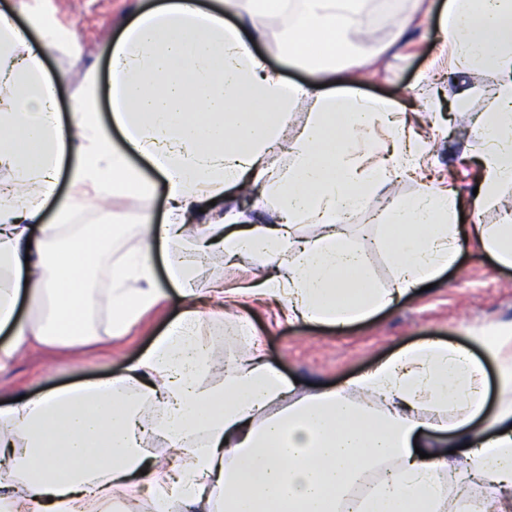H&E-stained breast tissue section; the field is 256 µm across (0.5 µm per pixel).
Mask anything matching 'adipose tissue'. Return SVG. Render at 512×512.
<instances>
[{"label": "adipose tissue", "instance_id": "adipose-tissue-1", "mask_svg": "<svg viewBox=\"0 0 512 512\" xmlns=\"http://www.w3.org/2000/svg\"><path fill=\"white\" fill-rule=\"evenodd\" d=\"M164 0L140 11L110 44L111 126L98 119L89 77L62 120L44 58L56 26L19 25L0 12V362L30 343L71 349L125 335L176 290L182 309L152 345L110 378L72 384L0 406V512H336L366 470L383 473L349 512H512V328L482 337L495 381L467 347L428 340L395 352L345 384L300 388L255 344L235 300L282 305L290 319L343 331L394 305L459 258L456 191L427 176L431 140L422 116L405 121L394 103L369 97L368 72L341 64L360 28L361 0ZM278 18L285 52L317 85L290 84L251 51L262 21ZM444 46L457 69L494 78L495 104L466 132L479 155L471 234L512 268V216L478 221L512 185V0H444ZM310 115L289 138L298 104ZM123 144H116L113 130ZM290 162L280 167L276 153ZM146 158L151 180L131 163ZM71 191L56 223L43 209L61 174ZM415 180L381 215L376 250L393 267L377 285L365 248L342 231L370 194ZM164 187L163 223L135 216L138 245L113 258L126 218L71 222L91 201L152 195ZM259 193L277 215L257 224L225 210L228 195ZM316 224L318 236H299ZM216 239L226 262L259 266L237 286L197 287L186 240ZM166 251V281L155 274ZM108 287L94 285L97 275ZM248 352L209 383L208 314ZM104 313L105 328L91 317ZM496 404L486 410L488 391ZM165 441L166 457L144 444Z\"/></svg>", "mask_w": 512, "mask_h": 512}]
</instances>
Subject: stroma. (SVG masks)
I'll return each mask as SVG.
<instances>
[{"label":"stroma","instance_id":"obj_1","mask_svg":"<svg viewBox=\"0 0 512 512\" xmlns=\"http://www.w3.org/2000/svg\"><path fill=\"white\" fill-rule=\"evenodd\" d=\"M155 0H0V11L24 23V9L52 14L63 39L62 49L45 58L47 72L57 81L58 108L69 114L73 98L87 73L107 82L108 42L117 38L133 14L154 6ZM267 37L253 44L255 53L293 82L311 83L315 77L281 54V27L275 18L264 21ZM437 24L414 29L400 58L390 69L364 85L365 93L419 111L434 124L430 174L448 180L462 199H469L476 183L478 162L463 131L479 121L493 105L494 81L478 71L448 70L440 52ZM467 90L464 111L452 112L448 101ZM193 255L199 287L217 276L228 283L246 277L256 263L244 261L225 269L224 253L214 248ZM181 308L176 294L148 312L127 336L110 343H93L81 351L60 344L43 345L0 365V405L21 394H36L79 380L103 379L121 372L136 359ZM266 358L290 379L300 383L336 385L366 371L404 346L428 339L449 340L481 356L488 376L496 365L485 357L480 339L503 326H512V268L497 264L476 244H467L453 269L437 273L430 290H413L396 305L344 332L304 322H291L280 305H245Z\"/></svg>","mask_w":512,"mask_h":512}]
</instances>
